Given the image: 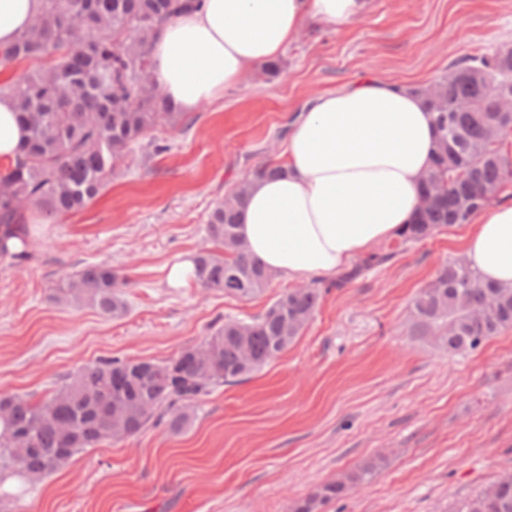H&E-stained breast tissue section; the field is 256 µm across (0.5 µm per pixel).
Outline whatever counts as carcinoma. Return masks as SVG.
Returning a JSON list of instances; mask_svg holds the SVG:
<instances>
[{"label":"carcinoma","mask_w":512,"mask_h":512,"mask_svg":"<svg viewBox=\"0 0 512 512\" xmlns=\"http://www.w3.org/2000/svg\"><path fill=\"white\" fill-rule=\"evenodd\" d=\"M203 0H40L30 27L0 49V68L38 60L22 82L0 85L26 131L19 156L0 168V259L29 256L28 209L59 221L84 208L105 188L136 147L155 154L168 147L151 133L174 128L186 116L172 111L152 76V45L166 21L196 12ZM483 71L512 88V65L499 50L465 56L431 82L414 88L433 114L436 147L431 171L421 181L413 223L394 243L366 257L360 267L325 283L292 288L261 315L215 323L199 343L176 356L148 362L109 357L84 364L40 400L0 394V502L19 495L4 489L16 481L34 487L64 468L82 450L162 427L183 431L217 388L240 383L284 353L313 319L321 299L343 288L362 269L385 264L448 224H466L492 203L512 177V136L506 98L459 78ZM279 173L271 160L252 167L210 211L208 246L194 258V280L205 290L242 299L262 293L272 276L250 254L239 233L238 212L251 184ZM253 274L249 288L224 281V269ZM123 280L106 263L90 264L60 281L56 303L87 305L106 317L126 311ZM412 335L435 341L450 354L477 348L512 327V288L481 279L466 263L441 267L414 298ZM373 466L328 483L294 507L317 512L363 484ZM460 512H512V487L482 490Z\"/></svg>","instance_id":"obj_1"}]
</instances>
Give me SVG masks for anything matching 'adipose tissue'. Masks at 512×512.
<instances>
[{"mask_svg":"<svg viewBox=\"0 0 512 512\" xmlns=\"http://www.w3.org/2000/svg\"><path fill=\"white\" fill-rule=\"evenodd\" d=\"M366 0H203L159 30L152 74L166 99L192 112L223 98L251 67L276 59L315 22L349 23ZM39 0H0V45L28 28ZM435 130L417 95L366 78L314 97L288 131L278 177L254 182L239 217L250 253L274 276H332L397 237L420 204ZM464 259L483 279L512 287V204L473 217Z\"/></svg>","mask_w":512,"mask_h":512,"instance_id":"adipose-tissue-1","label":"adipose tissue"}]
</instances>
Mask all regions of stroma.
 Returning <instances> with one entry per match:
<instances>
[{
    "label": "stroma",
    "instance_id": "stroma-1",
    "mask_svg": "<svg viewBox=\"0 0 512 512\" xmlns=\"http://www.w3.org/2000/svg\"><path fill=\"white\" fill-rule=\"evenodd\" d=\"M506 42L512 0H367L343 27L302 28L278 77L252 67L192 124L157 129L167 152L137 150L88 207L54 224L31 217V256L0 261V393L43 396L103 357L165 360L214 322L264 312L291 281L273 278L249 300L167 281L205 247L215 204L255 164L278 159L311 98L367 77L419 86ZM469 230L442 228L330 289L286 352L208 396L186 430L88 449L13 512H293L369 463V480L321 512H459L512 474V328L451 355L412 336L409 321L416 294L461 260ZM94 263L125 280L124 316L52 301L62 278Z\"/></svg>",
    "mask_w": 512,
    "mask_h": 512
}]
</instances>
